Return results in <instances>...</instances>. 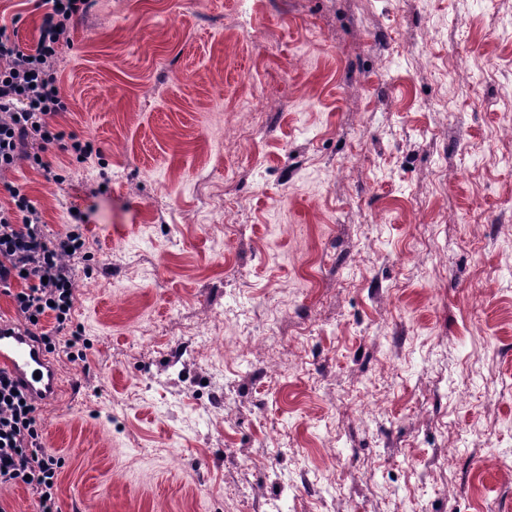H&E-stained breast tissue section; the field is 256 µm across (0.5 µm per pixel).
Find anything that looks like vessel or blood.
Listing matches in <instances>:
<instances>
[{"label":"vessel or blood","mask_w":512,"mask_h":512,"mask_svg":"<svg viewBox=\"0 0 512 512\" xmlns=\"http://www.w3.org/2000/svg\"><path fill=\"white\" fill-rule=\"evenodd\" d=\"M0 372L16 381L34 404H52L61 395L54 360L25 327L4 319L0 320Z\"/></svg>","instance_id":"obj_1"}]
</instances>
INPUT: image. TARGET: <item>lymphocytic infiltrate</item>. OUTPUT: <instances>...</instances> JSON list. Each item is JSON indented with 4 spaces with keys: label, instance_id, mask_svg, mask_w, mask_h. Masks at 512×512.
Masks as SVG:
<instances>
[{
    "label": "lymphocytic infiltrate",
    "instance_id": "lymphocytic-infiltrate-1",
    "mask_svg": "<svg viewBox=\"0 0 512 512\" xmlns=\"http://www.w3.org/2000/svg\"><path fill=\"white\" fill-rule=\"evenodd\" d=\"M88 0H39V35L22 48L0 27V172L12 169L30 142L50 143L61 136L57 117L65 106L57 72L58 44L73 16ZM9 207H0V291L11 293L14 309L44 348L56 339L41 331L53 316L57 331L67 327L73 308V271L84 247L68 231L47 234L42 215L20 185H7ZM24 287L12 291L15 281ZM62 466L48 453L25 393L0 374V488L22 485L32 492L37 512H58L57 479Z\"/></svg>",
    "mask_w": 512,
    "mask_h": 512
}]
</instances>
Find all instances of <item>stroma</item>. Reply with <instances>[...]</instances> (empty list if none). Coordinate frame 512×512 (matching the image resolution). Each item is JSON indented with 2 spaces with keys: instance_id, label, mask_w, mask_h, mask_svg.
Segmentation results:
<instances>
[{
  "instance_id": "stroma-1",
  "label": "stroma",
  "mask_w": 512,
  "mask_h": 512,
  "mask_svg": "<svg viewBox=\"0 0 512 512\" xmlns=\"http://www.w3.org/2000/svg\"><path fill=\"white\" fill-rule=\"evenodd\" d=\"M59 83L94 154L0 185L85 241L61 512H512V0H89Z\"/></svg>"
}]
</instances>
